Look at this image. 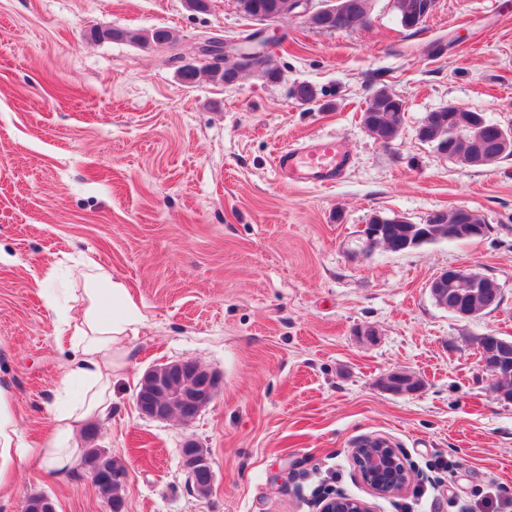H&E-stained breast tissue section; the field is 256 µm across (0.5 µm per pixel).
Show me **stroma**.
<instances>
[{
    "label": "stroma",
    "instance_id": "35a3bbf8",
    "mask_svg": "<svg viewBox=\"0 0 512 512\" xmlns=\"http://www.w3.org/2000/svg\"><path fill=\"white\" fill-rule=\"evenodd\" d=\"M96 27L164 28L171 45L99 41ZM253 29L236 0H0V388L20 433H50L71 356L56 313L92 254L143 315L112 413L94 423V447L124 470L121 512H318L326 487L376 512H512V402L471 344L512 340V159L470 167L415 135L451 104L512 128V0H436L412 30L393 0L331 32L290 15L267 32L280 81L183 83L206 38ZM302 82L316 101L291 95ZM381 88L405 104L388 146L361 123ZM316 136L345 144L342 178H281L276 151ZM460 206L484 236L365 246L374 214L420 224ZM451 267L493 279L497 309L464 320L438 308L428 284ZM182 360L219 377L217 398L188 424L142 417L143 373ZM396 369L422 388L383 390ZM376 436L414 471L377 499L349 458ZM190 438L213 466L204 497L182 463ZM34 491L57 512H112L83 470L38 467L0 485V512H22Z\"/></svg>",
    "mask_w": 512,
    "mask_h": 512
}]
</instances>
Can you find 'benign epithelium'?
Listing matches in <instances>:
<instances>
[{
  "instance_id": "1",
  "label": "benign epithelium",
  "mask_w": 512,
  "mask_h": 512,
  "mask_svg": "<svg viewBox=\"0 0 512 512\" xmlns=\"http://www.w3.org/2000/svg\"><path fill=\"white\" fill-rule=\"evenodd\" d=\"M314 0H296L294 13L304 18V21L315 29L321 31L334 30L335 19L348 15L351 8L350 0H320V6L313 7ZM435 0H421L414 10L406 13L403 25L406 28L420 26L431 14ZM264 47H247L224 45V50L215 53L214 48L207 46L200 49L201 56L207 64L212 65L224 60V56L233 55L242 61L250 63L248 71L262 81H268L265 67L253 62V58L265 55ZM474 121L480 126H488L494 130L502 145V152L512 149V135L507 133L500 125L489 121L483 113L473 115ZM388 224H405L408 227L407 236L394 238L386 230ZM486 225L472 220L466 224H444L440 213L431 215V221L425 226L413 224L403 216L386 217L380 214L373 215L369 224L365 225L364 236L368 248L382 246L391 252H401L414 248L437 238H476L484 234ZM494 287L489 279L473 270L464 268H448L437 274L428 284L431 297L437 305L449 313L463 319H476L496 304L492 300L480 306L461 307L448 303V297L456 296L469 301H477L485 289ZM490 361L486 371L493 376L496 394L503 400L512 401V386L506 379L512 377V357L506 354L508 343L498 340L488 342ZM386 378L394 381L408 392L418 391L423 382L419 377L405 370H394L386 374ZM219 380L216 375L193 361H174L157 364L149 368L140 379L134 394L135 406L140 415L160 421L180 418V421L189 423L196 419L200 412L206 408L217 396ZM388 448L390 452L404 462L403 454L393 447L392 443L384 438H366L350 450V457L358 476L369 486L376 496H387L400 491L409 484L412 470L403 468L406 479L397 487L390 490H381L382 482L378 478L379 469L363 462L360 452L364 448ZM182 457L185 468L190 473L196 491L210 489L214 472L211 461L196 442L189 439L182 448ZM26 512H55V503L47 494L36 498H27L24 504ZM319 512H373V506L364 501L353 498L344 492L329 489L321 498Z\"/></svg>"
}]
</instances>
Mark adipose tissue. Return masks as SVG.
Listing matches in <instances>:
<instances>
[{"instance_id":"obj_1","label":"adipose tissue","mask_w":512,"mask_h":512,"mask_svg":"<svg viewBox=\"0 0 512 512\" xmlns=\"http://www.w3.org/2000/svg\"><path fill=\"white\" fill-rule=\"evenodd\" d=\"M82 276L84 286L74 296L78 314L58 316L74 357L57 385L45 442L21 446L9 402L0 392V476L31 463L68 473L81 460L80 431L112 412L114 379L129 355L124 341L143 317L127 285L113 279L94 256H85Z\"/></svg>"}]
</instances>
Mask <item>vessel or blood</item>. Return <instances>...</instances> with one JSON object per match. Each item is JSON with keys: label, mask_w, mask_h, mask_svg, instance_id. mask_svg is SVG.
<instances>
[{"label": "vessel or blood", "mask_w": 512, "mask_h": 512, "mask_svg": "<svg viewBox=\"0 0 512 512\" xmlns=\"http://www.w3.org/2000/svg\"><path fill=\"white\" fill-rule=\"evenodd\" d=\"M349 156L343 143L333 137H315L297 147L279 150L275 167L288 179L328 186L345 172Z\"/></svg>", "instance_id": "b4317fda"}]
</instances>
